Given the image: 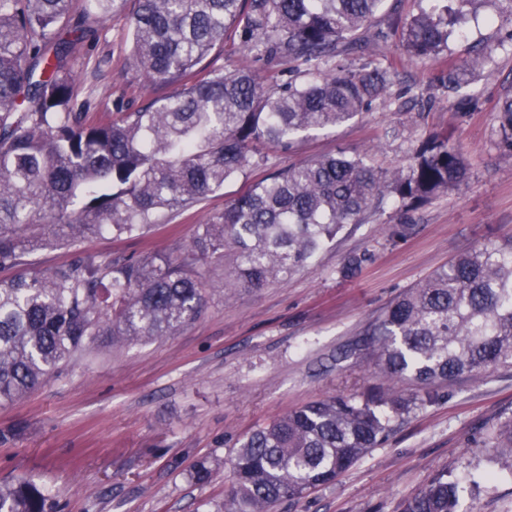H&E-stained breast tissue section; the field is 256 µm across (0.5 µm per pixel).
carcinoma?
I'll return each instance as SVG.
<instances>
[{
    "mask_svg": "<svg viewBox=\"0 0 512 512\" xmlns=\"http://www.w3.org/2000/svg\"><path fill=\"white\" fill-rule=\"evenodd\" d=\"M124 0H0V404L39 387L103 336L112 346L171 336L198 319L206 296L197 266L237 254L234 280L261 288L288 276L349 224L388 201L423 204L462 184L467 168L448 137L432 135L405 169L377 170L343 152L277 170L199 226L185 252L139 260L87 254L102 232L144 235L165 213L190 209L254 162L256 146L288 150L306 132L354 120L388 86L337 56L388 33L373 25L385 0H138L131 65L146 83L177 89L132 112H91L69 65L77 45ZM394 30L413 58H436L475 0H432ZM227 35L252 67L200 74ZM298 62L269 88V71ZM487 58L470 66H484ZM468 66V67H470ZM467 66L448 73L458 92ZM512 149V97L497 116ZM66 246L73 257L43 274L26 255ZM364 252L340 270L354 277ZM353 350L411 393L370 389L298 407L248 435L233 453V481L217 512H272L336 478L388 437L392 423L433 404L439 389L512 367V235L458 255L372 322ZM512 462V417L487 441ZM459 482L441 472L399 512H458ZM0 512H55L28 480L0 484Z\"/></svg>",
    "mask_w": 512,
    "mask_h": 512,
    "instance_id": "1",
    "label": "carcinoma"
}]
</instances>
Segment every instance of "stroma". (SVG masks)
Wrapping results in <instances>:
<instances>
[{"label": "stroma", "mask_w": 512, "mask_h": 512, "mask_svg": "<svg viewBox=\"0 0 512 512\" xmlns=\"http://www.w3.org/2000/svg\"><path fill=\"white\" fill-rule=\"evenodd\" d=\"M136 7L137 0H124L105 20L86 21L96 36L79 46L73 72L79 99L96 110L129 112L171 91L144 85L126 64ZM472 11L441 58H409L396 35L374 44L368 60L387 72L389 89L352 122L270 152L268 162L147 236L106 234L82 249L115 259L176 254L200 224L274 170L339 151L369 154L382 170L402 169L439 132L464 156L468 174L459 188L418 206L388 202L348 226L308 266L262 288L234 287L236 258L225 252L223 264L203 268L208 304L194 323L160 339L93 348L0 406V429L17 431L0 444V480L33 481L59 512H213L247 434L289 409L379 386L365 359L340 361L337 352L457 253L512 235V150L502 147L497 121L501 101L512 96V22L499 18L494 0H475ZM482 50L492 61L469 75L473 99L449 95L451 66ZM391 224L416 231L395 244L387 237ZM363 252L371 261L342 278L345 261ZM510 416L512 368L450 384L435 404L396 421L389 438L335 483L281 501L276 512H397L441 470L460 479L459 512H512V472H501L481 494L471 489L485 462V438ZM202 461L213 471L203 485L191 478Z\"/></svg>", "instance_id": "1"}]
</instances>
